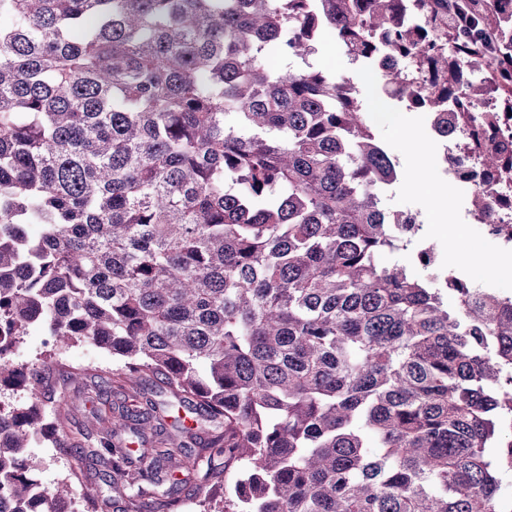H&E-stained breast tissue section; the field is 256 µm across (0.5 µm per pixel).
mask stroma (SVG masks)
I'll return each instance as SVG.
<instances>
[{
	"mask_svg": "<svg viewBox=\"0 0 512 512\" xmlns=\"http://www.w3.org/2000/svg\"><path fill=\"white\" fill-rule=\"evenodd\" d=\"M286 65L296 71L310 68L348 78L359 87L362 96L365 97L380 91L381 82L377 74L353 64L341 45L331 36L324 38L318 52L307 61L290 59ZM397 116L423 124L428 121L426 113L407 109L403 103L395 100L389 101L387 114L372 118L376 135L399 161L398 180L387 195L388 207L394 211L411 210L418 213L422 224L418 236L425 244L434 247L437 265L443 271L460 274L474 268L478 269L494 288L503 294L512 295V274L495 273L489 267L490 262L504 254L506 248L481 231L471 216L472 206L467 197L455 194L448 223H433L429 194L435 188L451 184L450 179L444 175L441 165L436 162L429 164L422 188L409 189L408 180L413 155L396 134L393 119ZM459 252L472 254L473 262L457 261L455 255ZM49 352L53 353L55 360L85 368L87 371L83 385L67 392L73 417L69 427L70 434L98 431L101 427L102 404L93 390V381L97 376L108 377L115 372L117 365L111 354L88 343L64 349L53 348L44 329L35 326L29 329L21 346L15 351L14 359L19 363L30 364ZM28 453L37 462L38 477L46 486H53L64 477L67 470V451L57 447L54 439L50 438L44 440L42 444L33 445Z\"/></svg>",
	"mask_w": 512,
	"mask_h": 512,
	"instance_id": "1",
	"label": "stroma"
}]
</instances>
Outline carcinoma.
<instances>
[{
	"instance_id": "cac0c4a2",
	"label": "carcinoma",
	"mask_w": 512,
	"mask_h": 512,
	"mask_svg": "<svg viewBox=\"0 0 512 512\" xmlns=\"http://www.w3.org/2000/svg\"><path fill=\"white\" fill-rule=\"evenodd\" d=\"M416 2L414 29L409 0H0V388L28 395L0 415L15 512H58L98 464L122 512H179L177 459L207 512H501L512 298L450 304L448 279L382 265L419 225L382 205L398 162L360 90L270 66L328 33L370 69L383 50L418 66L421 85L376 74L437 123L485 94L479 70L512 113V14ZM496 125L473 120L472 147L512 179ZM33 324L151 386L38 495L26 448L85 375L14 363Z\"/></svg>"
}]
</instances>
